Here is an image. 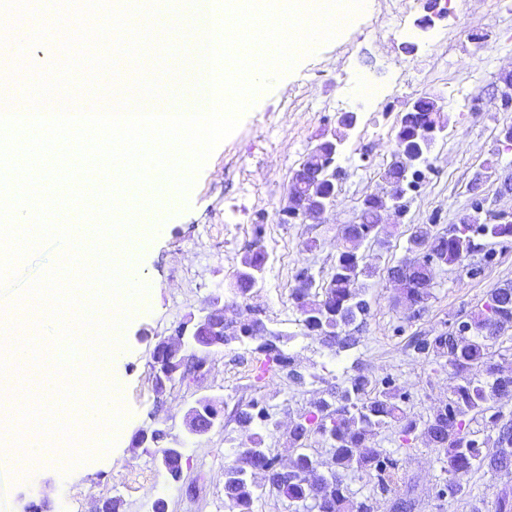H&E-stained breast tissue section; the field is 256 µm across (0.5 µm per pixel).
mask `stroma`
<instances>
[{
	"label": "stroma",
	"mask_w": 512,
	"mask_h": 512,
	"mask_svg": "<svg viewBox=\"0 0 512 512\" xmlns=\"http://www.w3.org/2000/svg\"><path fill=\"white\" fill-rule=\"evenodd\" d=\"M425 3L365 0L335 39L301 57L256 97L237 130L209 156L182 207L160 214L138 255L152 300L131 311L122 330L114 399L125 415L114 446L72 469L58 449L43 448L25 471L0 470V512H23L29 502L46 504L47 512H98L108 499L119 501V512H154L160 499L167 512H228L224 467L248 446V434H260L265 447L286 458L289 427L349 377L362 373L391 382L406 417L419 425L447 402L458 382L454 369L446 358L415 351L414 341L455 331L494 288L512 284V241L487 238L482 251L462 265L435 266L431 296L417 317L398 302L386 273L410 259L408 241L419 226L436 233L472 213L484 222L512 213V142L503 135L512 127V104H504L496 90L499 75L512 72V0H452L447 13L428 24ZM52 7L53 0H0L5 61L32 36L29 15ZM160 60L170 71L161 78L166 95L155 104L180 110L208 65L184 69L168 52ZM423 95L438 98L447 118L429 156L433 170L404 197L407 212L400 223L383 217L376 235L360 245L377 268L364 280L370 313L357 347L339 354L300 324L291 297L295 276L307 269L317 281L326 280L343 227L356 222L367 195L385 191L401 118ZM344 111L356 112L358 121L341 131L336 163L344 177L333 206L303 224L280 223L294 172L322 134L338 129L336 118ZM476 181L481 189L475 195L470 187ZM476 197L477 211L471 206ZM258 235L268 260L260 288L242 301L234 295V276ZM219 291L226 318L256 314L269 329L287 334L283 349L292 359L290 370L266 364L251 342L235 341L212 354L201 372L156 390L152 347L174 337ZM26 305L30 316L16 332L29 350L25 367L37 372L38 381L29 387L6 379L0 388L53 405L52 338L59 325L44 303L30 299ZM201 398L223 405L224 425L190 439L185 415ZM254 401L268 409L272 424L256 422L246 431L235 416ZM154 429L166 432L165 446L183 447L180 479L162 469L156 445L135 447L138 431ZM373 445L397 463L388 489H380L371 472L349 474L347 482L374 512H392L400 497L414 501L413 512H471L479 502L492 512L497 494L512 489V473L483 468L465 476L464 494L442 495L448 481L442 456L421 432L406 436L397 424L380 430Z\"/></svg>",
	"instance_id": "35a3bbf8"
}]
</instances>
